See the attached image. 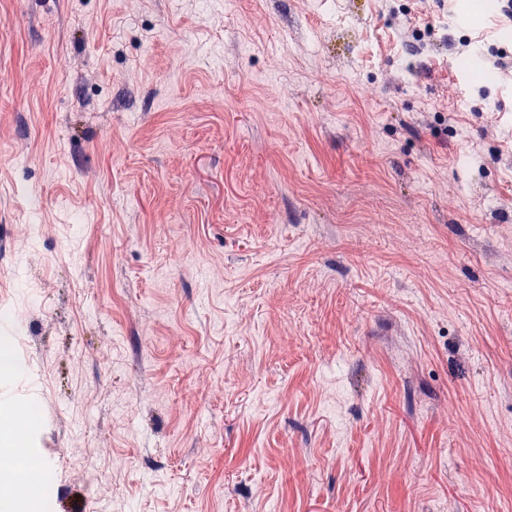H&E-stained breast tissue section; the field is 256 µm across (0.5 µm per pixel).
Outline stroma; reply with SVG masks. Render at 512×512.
Wrapping results in <instances>:
<instances>
[{"instance_id": "35a3bbf8", "label": "stroma", "mask_w": 512, "mask_h": 512, "mask_svg": "<svg viewBox=\"0 0 512 512\" xmlns=\"http://www.w3.org/2000/svg\"><path fill=\"white\" fill-rule=\"evenodd\" d=\"M497 7L0 0L27 512H512ZM0 471L11 472L18 489L24 492L33 489L38 498L44 496L50 487L49 477L33 464L30 448L26 447V443L19 445L8 456L0 455Z\"/></svg>"}]
</instances>
